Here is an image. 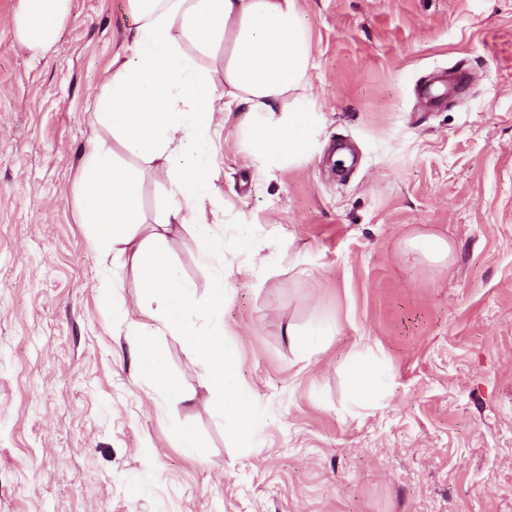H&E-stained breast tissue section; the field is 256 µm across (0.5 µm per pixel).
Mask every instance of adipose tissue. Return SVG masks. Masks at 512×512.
Masks as SVG:
<instances>
[{"mask_svg":"<svg viewBox=\"0 0 512 512\" xmlns=\"http://www.w3.org/2000/svg\"><path fill=\"white\" fill-rule=\"evenodd\" d=\"M135 27L96 101V123L111 136L97 140L78 175L79 221L102 251L120 248L141 275L139 306L152 311L159 329L186 336L204 366L203 386L233 434L253 442L262 423L249 391L231 368L234 353L219 324L225 291L215 288L200 304L167 247L170 225H194L204 251L211 228L204 202L213 170L207 160V131L218 109L212 77L195 52L215 41L231 42L224 68L228 95L241 107L240 123L255 163L281 168L308 155L319 133L308 93L312 48L298 0H129ZM69 12V0H22L17 33L33 51L50 48ZM118 143L132 158L163 162L171 171V203L162 224L143 240L141 170L118 166L110 148ZM211 321L199 331L197 320ZM158 329L138 327L132 346L139 373L163 395L179 389L166 374L155 345Z\"/></svg>","mask_w":512,"mask_h":512,"instance_id":"adipose-tissue-1","label":"adipose tissue"}]
</instances>
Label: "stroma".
Listing matches in <instances>:
<instances>
[{
    "label": "stroma",
    "mask_w": 512,
    "mask_h": 512,
    "mask_svg": "<svg viewBox=\"0 0 512 512\" xmlns=\"http://www.w3.org/2000/svg\"><path fill=\"white\" fill-rule=\"evenodd\" d=\"M21 5L0 0V512H512V0H299L312 154L265 171L238 108L216 113L206 213L224 249L202 264L188 224L168 249L198 300L226 291L224 342L265 418L255 447L183 336L157 346L189 401L138 375L132 332L155 319L112 311L100 284L131 304L139 274L79 222L128 0H70L39 54ZM170 191L167 167H145L139 236ZM422 234L451 261L406 252ZM319 321L333 334L301 359L292 335ZM358 355L388 374L368 407L349 395Z\"/></svg>",
    "instance_id": "35a3bbf8"
}]
</instances>
